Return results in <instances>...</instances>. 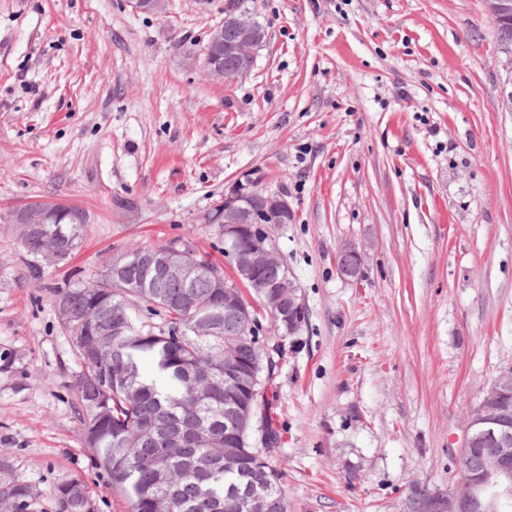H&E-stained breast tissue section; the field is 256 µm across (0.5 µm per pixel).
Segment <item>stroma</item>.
I'll return each instance as SVG.
<instances>
[{"label": "stroma", "instance_id": "35a3bbf8", "mask_svg": "<svg viewBox=\"0 0 512 512\" xmlns=\"http://www.w3.org/2000/svg\"><path fill=\"white\" fill-rule=\"evenodd\" d=\"M248 74L206 76L224 0H0V461L40 493L82 478L81 362L49 285L134 245L219 257L208 216L238 181L284 196L274 231L306 310L264 401L289 512H400L457 478L468 416L512 366V49L485 0H249ZM88 215L60 265L12 207ZM360 252L341 276L344 246Z\"/></svg>", "mask_w": 512, "mask_h": 512}]
</instances>
